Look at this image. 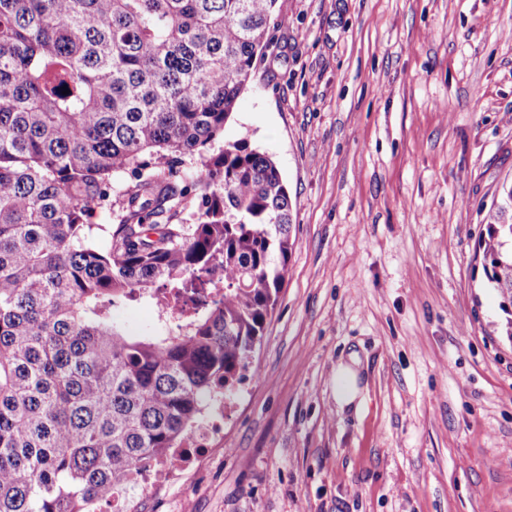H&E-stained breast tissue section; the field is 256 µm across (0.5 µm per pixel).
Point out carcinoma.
Here are the masks:
<instances>
[{"label": "carcinoma", "mask_w": 512, "mask_h": 512, "mask_svg": "<svg viewBox=\"0 0 512 512\" xmlns=\"http://www.w3.org/2000/svg\"><path fill=\"white\" fill-rule=\"evenodd\" d=\"M276 2L0 0V512H95L233 396L285 278L292 201L270 156L216 141ZM503 195L479 252L507 311ZM115 206L101 248L92 219ZM122 299L176 323L131 336Z\"/></svg>", "instance_id": "obj_1"}]
</instances>
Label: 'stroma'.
<instances>
[{
  "instance_id": "obj_1",
  "label": "stroma",
  "mask_w": 512,
  "mask_h": 512,
  "mask_svg": "<svg viewBox=\"0 0 512 512\" xmlns=\"http://www.w3.org/2000/svg\"><path fill=\"white\" fill-rule=\"evenodd\" d=\"M223 140L294 240L221 431L124 512H512V339L478 256L512 183V0H278ZM356 360L363 409L339 407Z\"/></svg>"
}]
</instances>
